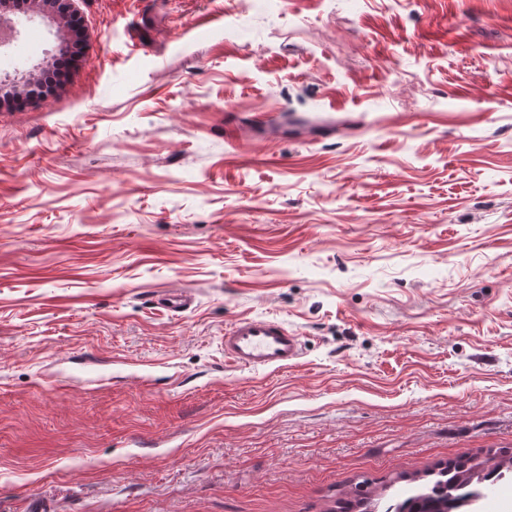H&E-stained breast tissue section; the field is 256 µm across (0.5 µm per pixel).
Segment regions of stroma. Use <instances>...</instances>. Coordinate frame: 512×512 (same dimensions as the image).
I'll return each mask as SVG.
<instances>
[{"label": "stroma", "instance_id": "35a3bbf8", "mask_svg": "<svg viewBox=\"0 0 512 512\" xmlns=\"http://www.w3.org/2000/svg\"><path fill=\"white\" fill-rule=\"evenodd\" d=\"M72 9L68 82L0 108V512H334L511 455L512 0ZM14 20L22 88L68 33ZM251 317L295 364L225 360ZM157 304L169 312L180 313L187 311L193 304V298L185 291L168 290L157 295ZM224 357L248 369L288 368L301 356L299 336L272 319L245 318L224 329Z\"/></svg>", "mask_w": 512, "mask_h": 512}]
</instances>
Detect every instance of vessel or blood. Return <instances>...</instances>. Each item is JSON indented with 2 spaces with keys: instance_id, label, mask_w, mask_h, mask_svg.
<instances>
[{
  "instance_id": "vessel-or-blood-1",
  "label": "vessel or blood",
  "mask_w": 512,
  "mask_h": 512,
  "mask_svg": "<svg viewBox=\"0 0 512 512\" xmlns=\"http://www.w3.org/2000/svg\"><path fill=\"white\" fill-rule=\"evenodd\" d=\"M157 302L173 313L187 311L193 304L190 294L170 290L157 296ZM224 355L237 366L248 369L279 370L301 356V342L283 323L272 319L245 318L224 329Z\"/></svg>"
}]
</instances>
